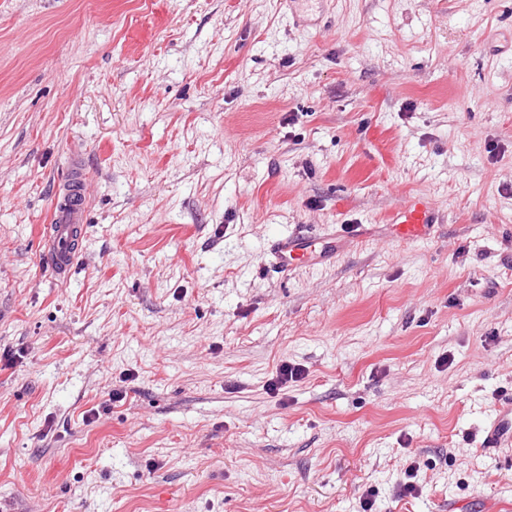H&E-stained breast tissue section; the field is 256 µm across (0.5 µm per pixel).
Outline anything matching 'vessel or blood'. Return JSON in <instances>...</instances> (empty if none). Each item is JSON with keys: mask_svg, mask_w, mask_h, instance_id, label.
<instances>
[{"mask_svg": "<svg viewBox=\"0 0 512 512\" xmlns=\"http://www.w3.org/2000/svg\"><path fill=\"white\" fill-rule=\"evenodd\" d=\"M89 185L82 157H70L64 197L52 206L50 235L45 247L47 259L62 279L70 276L76 263L78 250L73 240L83 235L86 228ZM437 222L435 210L422 197L410 200L393 218L398 235L408 241L424 238ZM362 235L358 225L352 227L345 239L332 229L317 240L300 234L279 235L272 239L268 257L273 266L288 274L301 266L331 265L346 251L348 239ZM481 445L487 449L512 447V400L500 407L496 421L486 428Z\"/></svg>", "mask_w": 512, "mask_h": 512, "instance_id": "1", "label": "vessel or blood"}]
</instances>
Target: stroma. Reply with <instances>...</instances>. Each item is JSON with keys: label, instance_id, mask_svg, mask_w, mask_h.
<instances>
[{"label": "stroma", "instance_id": "1", "mask_svg": "<svg viewBox=\"0 0 512 512\" xmlns=\"http://www.w3.org/2000/svg\"><path fill=\"white\" fill-rule=\"evenodd\" d=\"M511 394L512 0H0V512H512ZM89 185L82 157L73 155L69 159L63 200L55 201L51 209L50 235L45 247L47 259L61 279L70 276L76 263L79 250L72 244L76 236L82 237L86 228ZM437 222L435 210L424 197L410 200L393 218L398 235L408 241L424 238ZM319 239L323 244L316 247V239L305 235H279L271 240L267 255L273 266L291 274L300 266L334 264L348 246L335 229H327ZM302 369L296 365L282 361L277 369L276 375L273 376L268 383V390L270 392H279L282 388L286 387L289 382H296L302 377ZM484 433L482 448L512 447V398L500 407L496 421Z\"/></svg>", "mask_w": 512, "mask_h": 512}]
</instances>
